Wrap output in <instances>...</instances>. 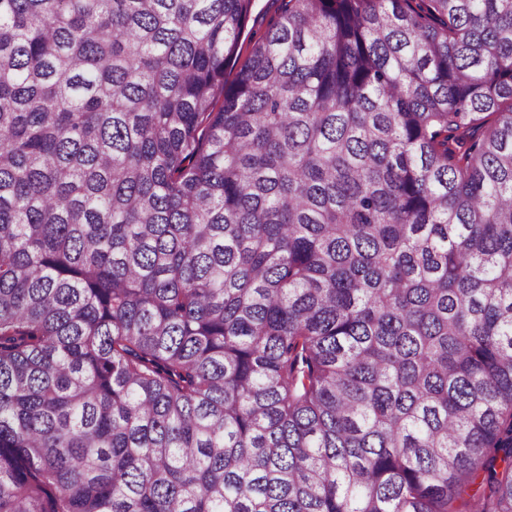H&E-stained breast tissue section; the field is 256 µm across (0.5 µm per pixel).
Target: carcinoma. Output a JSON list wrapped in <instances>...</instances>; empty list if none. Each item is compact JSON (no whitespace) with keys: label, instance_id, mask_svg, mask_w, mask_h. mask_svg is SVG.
<instances>
[{"label":"carcinoma","instance_id":"carcinoma-1","mask_svg":"<svg viewBox=\"0 0 512 512\" xmlns=\"http://www.w3.org/2000/svg\"><path fill=\"white\" fill-rule=\"evenodd\" d=\"M0 0V512H512V0ZM282 3V0H255L252 14L239 40V64L249 56L255 42L265 34Z\"/></svg>","mask_w":512,"mask_h":512}]
</instances>
